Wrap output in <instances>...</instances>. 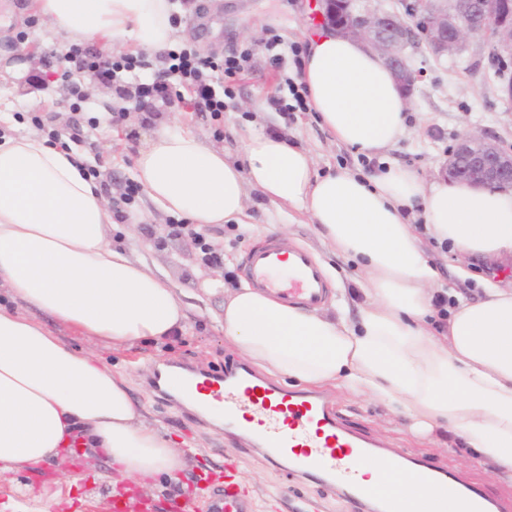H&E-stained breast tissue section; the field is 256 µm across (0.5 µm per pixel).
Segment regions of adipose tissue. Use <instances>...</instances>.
<instances>
[{
	"label": "adipose tissue",
	"mask_w": 512,
	"mask_h": 512,
	"mask_svg": "<svg viewBox=\"0 0 512 512\" xmlns=\"http://www.w3.org/2000/svg\"><path fill=\"white\" fill-rule=\"evenodd\" d=\"M55 30L131 52L169 49L172 0H25L7 5ZM308 105L334 142L371 157L407 131L406 98L381 57L320 31L302 60ZM138 181L164 212L198 226L240 224L251 193L299 209L321 239L354 262L363 301L331 309L277 300L244 285L228 292L217 323L259 368L308 385L339 384L411 416L417 434L459 437L512 477V289L482 280V300L457 301L429 329L440 273L410 221L420 208L438 243L470 258L512 256V191L392 166L380 174H318L311 152L281 133L258 132L235 162L189 130L159 127L135 159ZM112 205L78 156L33 130L0 135V464L48 462L80 438L122 479L175 478L187 456L145 425L127 379L70 346L26 313L36 308L110 349L185 332L173 285L109 245ZM399 493L432 504L435 492L384 459L364 468Z\"/></svg>",
	"instance_id": "1"
}]
</instances>
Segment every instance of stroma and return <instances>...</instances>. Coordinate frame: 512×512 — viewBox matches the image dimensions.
<instances>
[{
    "label": "stroma",
    "mask_w": 512,
    "mask_h": 512,
    "mask_svg": "<svg viewBox=\"0 0 512 512\" xmlns=\"http://www.w3.org/2000/svg\"><path fill=\"white\" fill-rule=\"evenodd\" d=\"M173 3L174 24L179 31L177 45H188L200 56L217 58L246 47L253 50L245 70L233 82V95L226 100L219 118L182 107L173 97L155 99L151 110L144 112L122 99L115 83L101 80L86 87L81 102L72 103L54 75L57 59L71 45V38L46 23L27 19L11 23L0 39V48L8 51L10 61L30 64L25 77L0 75V119L12 121L16 135L38 127L78 133L74 149L82 155L86 167L97 169L113 208L124 213L110 228L109 241L127 247L152 271L168 278L186 308L189 330L158 347L110 350L79 336L46 313L37 310L33 316L64 342L107 362L128 379L144 421L167 432L176 447L189 451L187 467L178 476L179 484L192 485L201 477L210 487L223 484L224 456L232 451L239 457L235 479L250 494L248 512H363L360 505L328 492L322 484L297 480L270 468L260 453L225 433L223 427L196 420L187 409L147 387L156 362L162 360L185 362L209 373L223 372L240 362L231 342L215 329L213 317L224 311L225 290L245 281L243 260L255 247V225L280 229L282 238L291 245L317 255L332 267L336 276L329 279L330 288H352L355 264L322 243L315 225L303 212L254 197L250 200L253 227L217 224L205 229L207 242L223 257L222 265L211 266L202 261L193 236L172 234V216L159 211L145 192H138L127 204L122 194L137 180L135 158L139 149L164 123L174 128L188 126L234 156L249 132L275 129L307 147L321 173L338 169L370 173L386 163L411 169L427 179L441 176L449 151L458 135L465 132H484L504 148L512 149V105L500 98L493 76L500 66L477 41L468 53L440 59L426 45L411 49V64L422 71L423 77L409 102L407 132L385 150L383 161L378 162L345 145L332 144L315 112H280L269 104L270 98L287 96L284 78L296 68L275 66L258 43L270 31L279 35L285 57H292L294 49L305 48L306 33L317 27L310 12L311 0ZM21 32L26 35L22 41L17 38ZM500 68L512 77V59ZM103 107L123 111L124 116L117 122H100L99 110ZM421 245L441 271L440 291L452 288L464 297L478 299L480 290L475 279L479 276L512 289V257L474 260L473 279L463 280L456 274L454 253L440 248L426 235ZM210 278L221 279L222 288L204 292L202 284ZM325 392L348 427L387 447L420 457L435 468L451 471L512 505V478L495 474L474 451L464 448L460 439L418 436L410 431L406 416L391 413L371 397L335 386L326 387ZM42 469L50 479L34 486L28 470L0 468V487L9 489L7 495L0 496V512H13L12 501L23 497L35 507L49 504L51 512H95L97 500L112 491L110 480L115 473L107 457L96 449L85 452L81 468L68 466L66 458L61 457L43 464Z\"/></svg>",
    "instance_id": "35a3bbf8"
}]
</instances>
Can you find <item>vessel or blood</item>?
<instances>
[{"label": "vessel or blood", "mask_w": 512, "mask_h": 512, "mask_svg": "<svg viewBox=\"0 0 512 512\" xmlns=\"http://www.w3.org/2000/svg\"><path fill=\"white\" fill-rule=\"evenodd\" d=\"M248 283L275 297L315 307L327 293L322 270L314 257L287 243L273 241L250 250L244 264ZM186 399L213 409L226 430L262 449L265 460L292 476L311 478L336 489L366 512H417L414 504L381 484L366 483L365 461L376 443L347 428L330 400L307 390H289L247 367L225 371L223 378L203 383L190 379ZM393 466H411L418 482L431 484L460 499L465 512H502L501 502L455 475L422 461H411L390 450ZM234 460L224 461V483L201 494L179 492L166 500V512H245L246 495L236 488ZM103 512H156L153 500L132 491L103 501Z\"/></svg>", "instance_id": "vessel-or-blood-1"}]
</instances>
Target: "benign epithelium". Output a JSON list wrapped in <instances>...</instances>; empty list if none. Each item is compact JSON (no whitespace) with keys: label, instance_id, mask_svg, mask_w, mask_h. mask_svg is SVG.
I'll return each instance as SVG.
<instances>
[{"label":"benign epithelium","instance_id":"obj_1","mask_svg":"<svg viewBox=\"0 0 512 512\" xmlns=\"http://www.w3.org/2000/svg\"><path fill=\"white\" fill-rule=\"evenodd\" d=\"M401 6L390 11L373 0H320L321 26L379 53L408 99L421 79L406 54L417 34L436 56L461 54L476 38L494 56H512V0H401ZM445 173L473 186L512 190V150L467 131L448 154Z\"/></svg>","mask_w":512,"mask_h":512}]
</instances>
